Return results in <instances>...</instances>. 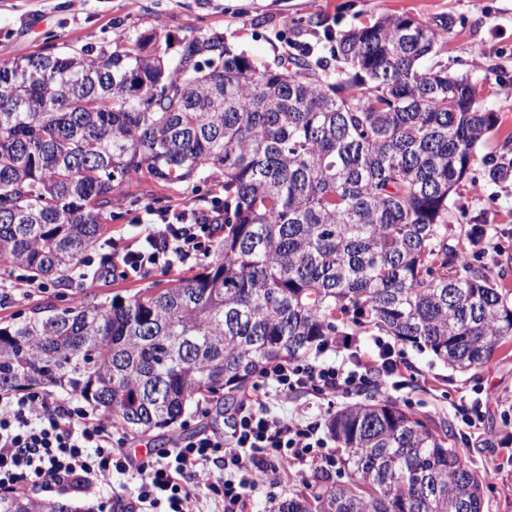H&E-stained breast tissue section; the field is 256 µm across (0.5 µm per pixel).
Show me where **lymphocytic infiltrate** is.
Here are the masks:
<instances>
[{
  "mask_svg": "<svg viewBox=\"0 0 512 512\" xmlns=\"http://www.w3.org/2000/svg\"><path fill=\"white\" fill-rule=\"evenodd\" d=\"M217 230L198 223L191 211L165 216L139 239L113 247L112 262L135 272L160 264L172 268ZM374 345L365 360L299 359L264 367L228 438L199 436L152 459L114 447L109 422L87 421L52 392L0 393V492L26 485L84 499L99 496L122 475L136 483L132 512H197L204 495L216 512L229 504L246 512L274 476L322 467L326 442L316 421L273 415L271 392L303 391L323 400L349 393L372 374L385 381L401 377L403 362L393 347L379 337ZM216 458L222 461L218 472L211 466Z\"/></svg>",
  "mask_w": 512,
  "mask_h": 512,
  "instance_id": "1",
  "label": "lymphocytic infiltrate"
}]
</instances>
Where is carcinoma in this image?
Segmentation results:
<instances>
[{
	"instance_id": "carcinoma-1",
	"label": "carcinoma",
	"mask_w": 512,
	"mask_h": 512,
	"mask_svg": "<svg viewBox=\"0 0 512 512\" xmlns=\"http://www.w3.org/2000/svg\"><path fill=\"white\" fill-rule=\"evenodd\" d=\"M448 30L387 16L327 33V56L272 63L216 32L166 57L158 31L118 32L0 63L1 280L71 286L129 181L224 176L205 271L0 320V392L51 388L136 432H176L204 403L218 431L265 365L349 322L458 371L488 364L512 341L504 274L449 245L448 224L495 116L468 77L429 64ZM327 429L350 479L274 512H483L486 475L461 466L444 427L377 401ZM0 512L76 508L16 492Z\"/></svg>"
}]
</instances>
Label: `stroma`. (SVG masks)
I'll use <instances>...</instances> for the list:
<instances>
[{"instance_id": "obj_1", "label": "stroma", "mask_w": 512, "mask_h": 512, "mask_svg": "<svg viewBox=\"0 0 512 512\" xmlns=\"http://www.w3.org/2000/svg\"><path fill=\"white\" fill-rule=\"evenodd\" d=\"M386 16H409L436 24L452 22L438 59L449 73L466 75L477 84L483 108L494 112V128L478 143L471 164V178L453 193L458 210L448 227V243L469 250L466 232L473 221L490 224L500 250L493 259L506 268L512 289V180L486 182V161L512 160V0H0V62L37 52L46 35L59 46L98 47L123 31L130 36L159 30L171 43L198 32L222 33L226 42L263 62L291 53L297 43L324 53L327 35H340ZM127 196L115 201L118 218L88 252L91 261L110 251L114 241L140 236L157 213L210 208L223 191L215 183L173 189L150 180L127 184ZM217 239L204 240L201 250L186 265L169 271L158 268L124 274L114 269L99 280L75 279L67 288H30L14 281L9 304L0 307V318L27 311L46 301L60 307L87 297L109 300L129 297L142 288H162L182 276L201 272L216 253ZM406 365L400 387L364 385L346 398L327 403L303 393L272 398L274 413L286 418L308 417L326 424L337 411L357 404L386 400L410 409L422 420L445 421L451 426L452 446L466 465L490 471L484 512H512V343L502 347L482 368L459 372L429 349L395 342ZM483 403L479 430L468 429L461 413L474 399ZM315 475L274 478L268 489L254 498L253 512H272L280 500L305 495Z\"/></svg>"}]
</instances>
